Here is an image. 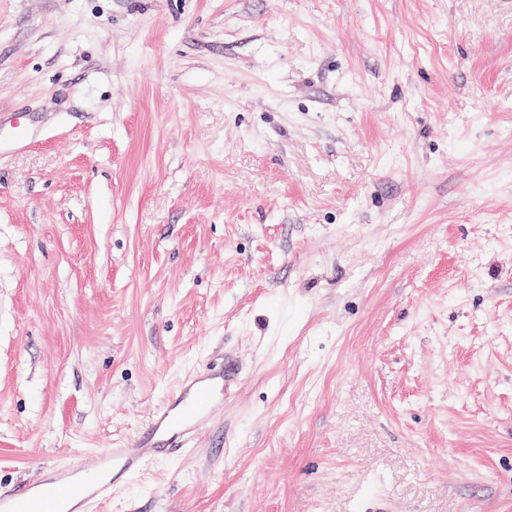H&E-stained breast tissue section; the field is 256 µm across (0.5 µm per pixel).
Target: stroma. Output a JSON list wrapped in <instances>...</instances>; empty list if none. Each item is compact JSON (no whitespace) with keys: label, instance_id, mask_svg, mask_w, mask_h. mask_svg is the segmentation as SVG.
Masks as SVG:
<instances>
[{"label":"stroma","instance_id":"obj_1","mask_svg":"<svg viewBox=\"0 0 512 512\" xmlns=\"http://www.w3.org/2000/svg\"><path fill=\"white\" fill-rule=\"evenodd\" d=\"M0 491L237 362L98 512H512V0H0Z\"/></svg>","mask_w":512,"mask_h":512}]
</instances>
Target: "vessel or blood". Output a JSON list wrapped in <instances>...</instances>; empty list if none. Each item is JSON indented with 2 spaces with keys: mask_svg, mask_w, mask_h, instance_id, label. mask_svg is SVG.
Returning a JSON list of instances; mask_svg holds the SVG:
<instances>
[{
  "mask_svg": "<svg viewBox=\"0 0 512 512\" xmlns=\"http://www.w3.org/2000/svg\"><path fill=\"white\" fill-rule=\"evenodd\" d=\"M238 378L235 363L188 375L136 434L120 447L98 451L92 466L46 469L37 480L0 494V512H91L147 462L186 448L209 425Z\"/></svg>",
  "mask_w": 512,
  "mask_h": 512,
  "instance_id": "1",
  "label": "vessel or blood"
}]
</instances>
